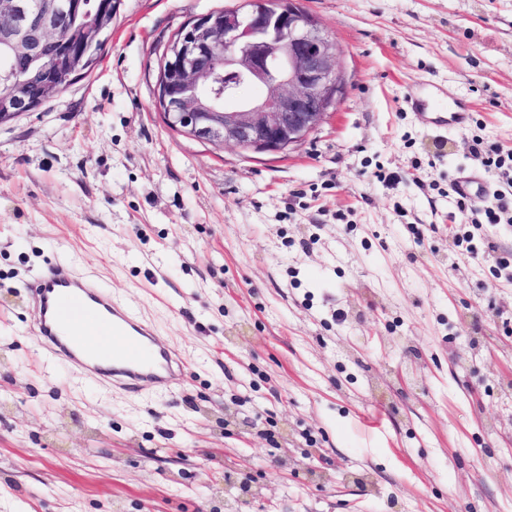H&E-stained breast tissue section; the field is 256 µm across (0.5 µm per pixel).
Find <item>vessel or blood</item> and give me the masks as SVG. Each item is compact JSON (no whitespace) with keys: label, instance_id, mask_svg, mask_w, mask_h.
Listing matches in <instances>:
<instances>
[{"label":"vessel or blood","instance_id":"b4317fda","mask_svg":"<svg viewBox=\"0 0 512 512\" xmlns=\"http://www.w3.org/2000/svg\"><path fill=\"white\" fill-rule=\"evenodd\" d=\"M423 88L416 83L405 96L421 120L462 128L465 102L442 91L426 97ZM456 185L460 194L477 200L489 192L484 179L474 173H460ZM30 314L32 334L54 357L125 389L145 382L167 386L184 367L182 358L156 343L148 323L114 302L106 288L78 275L69 257L57 259L35 277Z\"/></svg>","mask_w":512,"mask_h":512}]
</instances>
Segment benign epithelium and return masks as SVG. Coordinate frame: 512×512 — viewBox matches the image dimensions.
I'll return each mask as SVG.
<instances>
[{
    "label": "benign epithelium",
    "mask_w": 512,
    "mask_h": 512,
    "mask_svg": "<svg viewBox=\"0 0 512 512\" xmlns=\"http://www.w3.org/2000/svg\"><path fill=\"white\" fill-rule=\"evenodd\" d=\"M0 0V39L27 58L52 59L46 95L61 93L59 81L73 73L98 40L112 10L102 0L99 30L70 43L57 39L59 19L83 0ZM341 50L317 18L298 0H243L242 5L204 14L185 25L168 45L158 79L157 103L179 132L213 145L281 153L304 142L337 102L343 77ZM266 95L240 99L246 85ZM31 111L18 89L0 99V114Z\"/></svg>",
    "instance_id": "1"
}]
</instances>
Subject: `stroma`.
<instances>
[{
    "label": "stroma",
    "mask_w": 512,
    "mask_h": 512,
    "mask_svg": "<svg viewBox=\"0 0 512 512\" xmlns=\"http://www.w3.org/2000/svg\"><path fill=\"white\" fill-rule=\"evenodd\" d=\"M299 3L345 85L286 152L157 105L176 32L240 0H121L100 62L0 124V512H512V223L473 231L454 191L481 172L512 214L472 150L512 149V0ZM419 80L465 128L404 106ZM60 253L179 379L128 392L46 355L30 285Z\"/></svg>",
    "instance_id": "1"
}]
</instances>
